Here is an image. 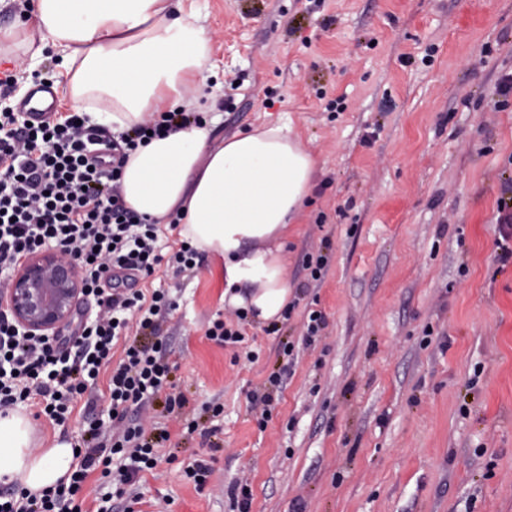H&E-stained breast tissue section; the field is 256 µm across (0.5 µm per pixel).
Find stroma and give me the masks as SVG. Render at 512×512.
Returning <instances> with one entry per match:
<instances>
[{"mask_svg": "<svg viewBox=\"0 0 512 512\" xmlns=\"http://www.w3.org/2000/svg\"><path fill=\"white\" fill-rule=\"evenodd\" d=\"M222 90L216 137L287 126L317 160L289 234L287 319H247L256 360L211 341L232 321L218 264L160 268L157 320L185 406L128 421L164 428L132 486L142 512H512V264L497 259V201L512 176V0H193ZM18 91L43 79L78 105L62 61L0 55ZM325 256L320 280L308 257ZM326 326L307 341L309 311ZM292 345L285 356L284 345ZM282 384L271 390L270 375ZM272 391L266 429L252 392ZM223 406L214 415V406ZM195 431H188V424ZM201 460L203 488L186 477Z\"/></svg>", "mask_w": 512, "mask_h": 512, "instance_id": "obj_1", "label": "stroma"}]
</instances>
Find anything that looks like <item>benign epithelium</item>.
Here are the masks:
<instances>
[{"label": "benign epithelium", "instance_id": "benign-epithelium-1", "mask_svg": "<svg viewBox=\"0 0 512 512\" xmlns=\"http://www.w3.org/2000/svg\"><path fill=\"white\" fill-rule=\"evenodd\" d=\"M83 297L81 270L54 249L29 254L7 287L0 290V310L30 336L56 334Z\"/></svg>", "mask_w": 512, "mask_h": 512}]
</instances>
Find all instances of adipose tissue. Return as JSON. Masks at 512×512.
Masks as SVG:
<instances>
[{
	"label": "adipose tissue",
	"mask_w": 512,
	"mask_h": 512,
	"mask_svg": "<svg viewBox=\"0 0 512 512\" xmlns=\"http://www.w3.org/2000/svg\"><path fill=\"white\" fill-rule=\"evenodd\" d=\"M40 34L64 63L74 98L99 86L111 108L85 106L92 124L120 134L155 112H205L210 39L173 0H37ZM213 124L155 137L123 168L128 207L154 224L178 221L183 241L219 260L224 301L259 323L281 320L291 286L288 235L317 171L313 154L280 126L214 141ZM76 450L40 448L19 411L0 414V479L41 492L70 482Z\"/></svg>",
	"instance_id": "obj_1"
}]
</instances>
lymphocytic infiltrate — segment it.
Returning a JSON list of instances; mask_svg holds the SVG:
<instances>
[{
  "mask_svg": "<svg viewBox=\"0 0 512 512\" xmlns=\"http://www.w3.org/2000/svg\"><path fill=\"white\" fill-rule=\"evenodd\" d=\"M15 84L14 75L0 79V288L22 258L54 248L76 261L83 294L98 311L73 335L47 339L24 335L0 315V411L33 399L41 414L65 424L107 368L112 414L93 422V444L69 483L39 496H0V512H112L111 494H104L102 506L94 509L80 499L90 473L100 471L122 485L135 482L141 472L155 468L158 448L170 439L167 430L150 437L142 426L129 425V409L145 408L159 396L168 409L184 405L170 391L169 375L178 364L163 355L159 344L119 342L129 328H154L156 316L175 308L164 289L147 294L132 286L152 276L164 256L157 225L126 205L119 179L129 151L149 136L187 127L191 116L165 112L115 141L83 112L28 124L8 103ZM118 344L123 357L116 362L112 351Z\"/></svg>",
  "mask_w": 512,
  "mask_h": 512,
  "instance_id": "f902f5d3",
  "label": "lymphocytic infiltrate"
}]
</instances>
